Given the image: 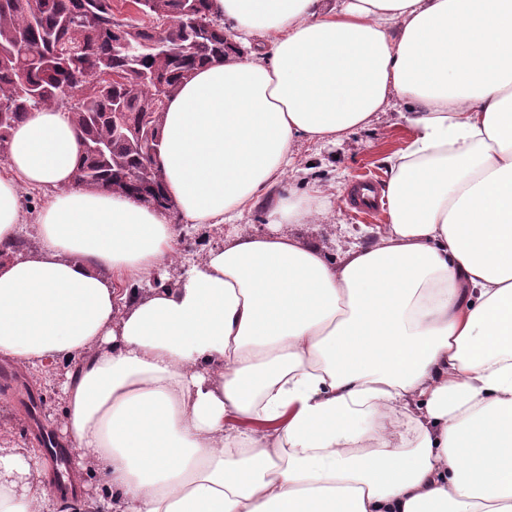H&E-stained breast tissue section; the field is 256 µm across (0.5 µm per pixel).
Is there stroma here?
<instances>
[{"label":"stroma","mask_w":512,"mask_h":512,"mask_svg":"<svg viewBox=\"0 0 512 512\" xmlns=\"http://www.w3.org/2000/svg\"><path fill=\"white\" fill-rule=\"evenodd\" d=\"M409 138L410 129L401 115V108L394 105L341 144L320 150L300 142L297 158L304 173L285 176L277 188L278 193L300 194L309 186L317 185L331 195L332 204L314 223L289 225V232L323 245L335 261L339 260L349 237H356L362 244L374 241L378 229L385 224L384 213L354 215L345 202V190L353 181L369 173L376 175L380 182H387L389 175L382 157L387 152L404 148ZM232 228L228 224L185 228L183 237L177 242L176 256L162 267V285H175L181 278V267L198 263L212 246L223 243ZM19 376L21 386L0 385V437L32 449L36 443L29 433L25 391L30 388L40 392L44 403L42 419L52 432H59L65 418V405L56 391L60 376L38 369L20 370Z\"/></svg>","instance_id":"obj_1"}]
</instances>
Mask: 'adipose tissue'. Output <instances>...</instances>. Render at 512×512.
Wrapping results in <instances>:
<instances>
[{
	"label": "adipose tissue",
	"instance_id": "1",
	"mask_svg": "<svg viewBox=\"0 0 512 512\" xmlns=\"http://www.w3.org/2000/svg\"><path fill=\"white\" fill-rule=\"evenodd\" d=\"M237 47L169 98L156 165L180 224L77 182L70 112L10 131L0 357L64 371L71 477L0 441V512H512V0H212ZM400 104L386 224L331 261L281 232L297 145ZM39 245L17 249L23 188ZM177 287L124 290L182 226L237 223ZM103 491L82 494L86 473ZM267 201L258 202L249 212L245 213L238 224L234 227L246 231H253L258 233H265L270 230V225L267 224Z\"/></svg>",
	"mask_w": 512,
	"mask_h": 512
}]
</instances>
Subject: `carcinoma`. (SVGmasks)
Returning <instances> with one entry per match:
<instances>
[{
	"instance_id": "carcinoma-1",
	"label": "carcinoma",
	"mask_w": 512,
	"mask_h": 512,
	"mask_svg": "<svg viewBox=\"0 0 512 512\" xmlns=\"http://www.w3.org/2000/svg\"><path fill=\"white\" fill-rule=\"evenodd\" d=\"M140 8L120 18L100 0H0L1 161L27 112L62 108L80 132L79 182L172 207L153 162L166 101L231 41L210 0Z\"/></svg>"
}]
</instances>
